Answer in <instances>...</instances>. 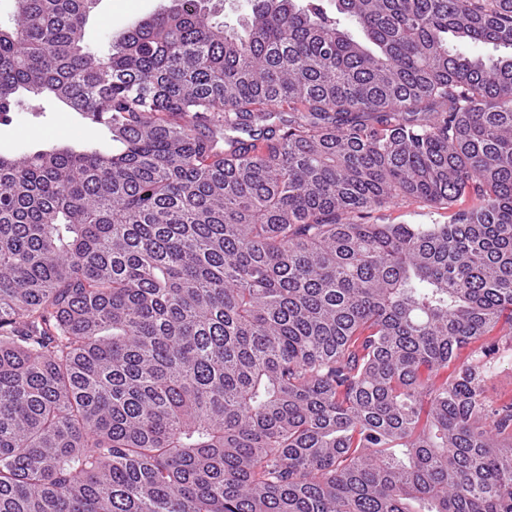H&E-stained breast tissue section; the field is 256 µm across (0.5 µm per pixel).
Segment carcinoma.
<instances>
[{
	"label": "carcinoma",
	"instance_id": "carcinoma-1",
	"mask_svg": "<svg viewBox=\"0 0 512 512\" xmlns=\"http://www.w3.org/2000/svg\"><path fill=\"white\" fill-rule=\"evenodd\" d=\"M332 2L16 0L114 147L0 153V512H512V0ZM171 5L172 0H98L86 27L84 43L99 54H105L111 37ZM210 18L213 22H227L234 24L242 13L250 10L247 0H211ZM371 221L379 224H444L448 211L437 210L421 203H406L400 207H386L373 213ZM486 394L494 402L509 401L512 397V356L502 355L495 374L486 382Z\"/></svg>",
	"mask_w": 512,
	"mask_h": 512
}]
</instances>
